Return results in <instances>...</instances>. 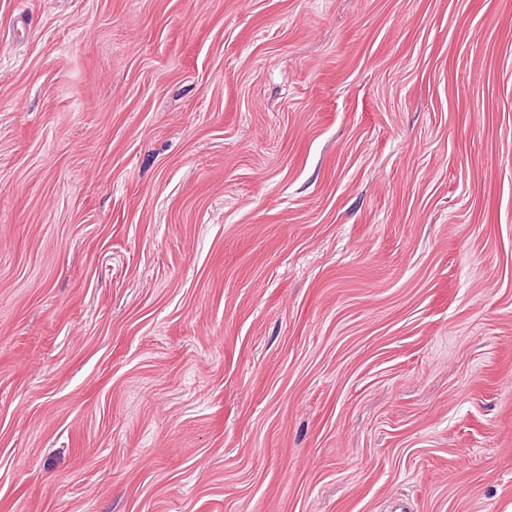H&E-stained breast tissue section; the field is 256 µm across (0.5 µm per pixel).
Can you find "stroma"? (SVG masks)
<instances>
[{"label": "stroma", "instance_id": "35a3bbf8", "mask_svg": "<svg viewBox=\"0 0 512 512\" xmlns=\"http://www.w3.org/2000/svg\"><path fill=\"white\" fill-rule=\"evenodd\" d=\"M0 512H512V0H0Z\"/></svg>", "mask_w": 512, "mask_h": 512}]
</instances>
